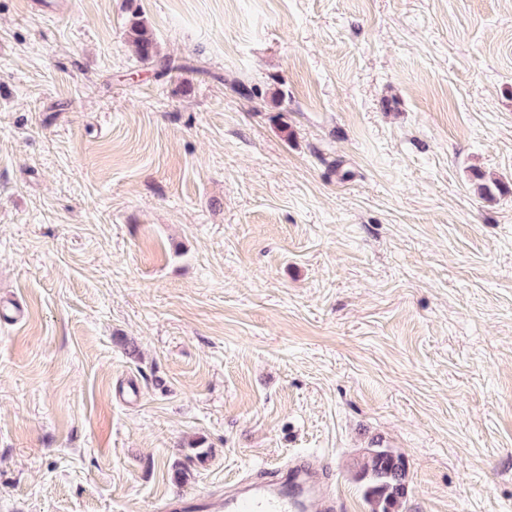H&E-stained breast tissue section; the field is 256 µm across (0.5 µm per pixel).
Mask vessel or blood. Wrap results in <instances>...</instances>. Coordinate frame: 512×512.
Masks as SVG:
<instances>
[{
	"mask_svg": "<svg viewBox=\"0 0 512 512\" xmlns=\"http://www.w3.org/2000/svg\"><path fill=\"white\" fill-rule=\"evenodd\" d=\"M320 501L322 512H335V498L326 496L319 475L305 462L269 471L267 480L242 485L225 493L219 502L205 498L168 501L165 512H307L311 501Z\"/></svg>",
	"mask_w": 512,
	"mask_h": 512,
	"instance_id": "b4317fda",
	"label": "vessel or blood"
}]
</instances>
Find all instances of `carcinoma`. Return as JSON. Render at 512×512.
I'll use <instances>...</instances> for the list:
<instances>
[{
    "label": "carcinoma",
    "instance_id": "obj_1",
    "mask_svg": "<svg viewBox=\"0 0 512 512\" xmlns=\"http://www.w3.org/2000/svg\"><path fill=\"white\" fill-rule=\"evenodd\" d=\"M127 38L142 62L157 61L163 72L171 68V62L157 60V43L136 11L129 19ZM355 468L359 478L366 481L371 512H402L406 466L401 456L386 448H373L359 457Z\"/></svg>",
    "mask_w": 512,
    "mask_h": 512
}]
</instances>
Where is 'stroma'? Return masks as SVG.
<instances>
[{
  "label": "stroma",
  "instance_id": "35a3bbf8",
  "mask_svg": "<svg viewBox=\"0 0 512 512\" xmlns=\"http://www.w3.org/2000/svg\"><path fill=\"white\" fill-rule=\"evenodd\" d=\"M378 444L512 512V0H0V512ZM126 32L129 43L134 47L138 58L142 62H157L162 72L168 71L171 68L170 61L157 59V43L149 32L145 21L136 10L131 14Z\"/></svg>",
  "mask_w": 512,
  "mask_h": 512
}]
</instances>
